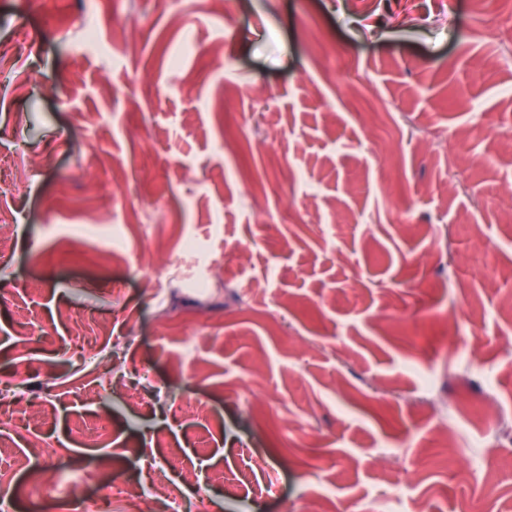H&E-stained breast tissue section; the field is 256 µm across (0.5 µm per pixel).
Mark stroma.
I'll return each mask as SVG.
<instances>
[{
	"mask_svg": "<svg viewBox=\"0 0 512 512\" xmlns=\"http://www.w3.org/2000/svg\"><path fill=\"white\" fill-rule=\"evenodd\" d=\"M20 26L0 512L134 478L183 512H512V0H0Z\"/></svg>",
	"mask_w": 512,
	"mask_h": 512,
	"instance_id": "obj_1",
	"label": "stroma"
}]
</instances>
